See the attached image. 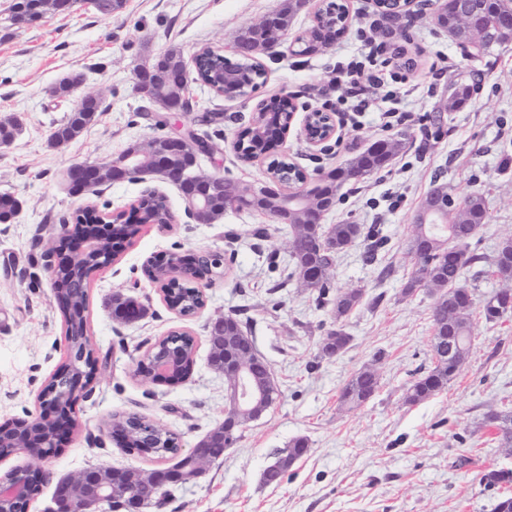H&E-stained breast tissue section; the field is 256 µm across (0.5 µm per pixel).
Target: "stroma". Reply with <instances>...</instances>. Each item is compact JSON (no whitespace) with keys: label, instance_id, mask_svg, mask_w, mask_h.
<instances>
[{"label":"stroma","instance_id":"35a3bbf8","mask_svg":"<svg viewBox=\"0 0 512 512\" xmlns=\"http://www.w3.org/2000/svg\"><path fill=\"white\" fill-rule=\"evenodd\" d=\"M284 0H126L122 12L102 19L88 0L70 13L45 15L13 26L6 18L14 0H0V120L19 118L22 130L0 148V193L22 203L19 215L0 223V424L38 413V393L66 359L64 317L53 298L46 240L51 229L72 221L86 206L115 213L129 210L143 194H164L176 216L162 229L146 226L118 260L93 273L85 315L100 370L75 407L79 426L53 458L40 462L17 454L0 459V475L18 465H39L48 477L32 512H51L56 479L89 466L143 470L157 468L151 457L128 450L109 434L115 418L136 413L157 421L190 450L224 418V380L210 366L208 327L237 315L257 353L267 362L280 390L274 406L250 423L240 440L208 466L194 483L177 490L165 508L144 512H494L512 485L485 487L481 473L512 469V452L502 448L485 417L512 410V316L485 321L481 305L498 286L488 264L468 268L461 282L476 304L472 353L446 390L406 403L408 388L432 364V309L435 297L402 288L412 268L407 242L413 215L433 185H447L457 199L482 194L491 221L470 239V248L493 255L512 234V44L490 55L466 59L461 48L435 24V0H414L403 32L385 37V58L398 68L396 49L416 59L409 77L411 94L380 102L361 118L359 130L337 127L319 146L303 134L307 112L335 99L328 82L336 62L363 59L359 29L383 30L375 0H348L346 32L323 51L294 53V40L315 22L323 0H303L288 36L261 55L265 84L250 96L228 99L191 85L195 112H220L217 126H197L195 112L154 125L139 112L144 101L133 89V71L149 56L178 47L185 58L202 47L232 52L239 31L281 7ZM454 66L434 78L437 55ZM83 74V89L99 92L106 110L75 140L50 147L48 134L74 107L73 99L49 93L65 75ZM470 85L471 100L454 112L438 111L451 87ZM288 93L297 107L282 146L254 162L241 160L235 132L256 115L265 99ZM408 113L403 124L384 130L383 111ZM196 129L215 146L201 157L200 170L247 183L264 181L271 158H288L315 184L319 174L344 166L356 152L389 137L404 148L388 167L362 183L341 188L325 224L376 225L385 239L376 254L368 243L336 257L334 289L357 288L362 301L343 321L351 338L338 357L319 354L318 344L336 323L331 306L318 303L286 269L287 230L272 224L257 237L262 219L227 210L216 224L188 217L178 189L149 179L125 181L71 195L61 190L64 169L82 161L121 153L133 140L161 130ZM210 250L224 256V275L206 290V305L190 318L179 316L144 273L146 261L171 252ZM116 292L137 297L146 314L134 324L113 320L109 301ZM184 330L196 340L190 375L177 384L139 376L136 368L151 345L170 331ZM376 364L380 385L361 407L342 405L340 391L350 376ZM309 450L284 475L267 485L262 473L273 454L295 438Z\"/></svg>","mask_w":512,"mask_h":512}]
</instances>
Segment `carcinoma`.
Returning a JSON list of instances; mask_svg holds the SVG:
<instances>
[{
  "label": "carcinoma",
  "instance_id": "obj_1",
  "mask_svg": "<svg viewBox=\"0 0 512 512\" xmlns=\"http://www.w3.org/2000/svg\"><path fill=\"white\" fill-rule=\"evenodd\" d=\"M459 0H439L435 14L438 28L454 38L461 48L470 44L467 36L459 29ZM474 9L480 22L505 26L512 23V0H474ZM349 8L343 2L324 4L316 13L315 24L295 40L298 55H310L325 47L333 36L344 33L348 25ZM270 41L265 29L248 25L243 28L233 49V57L224 55L216 47H204L197 51L193 79L214 86L218 85L222 74L229 73L232 83L227 89L230 97H247L265 82V71L258 63V57L267 51L266 43ZM473 89L461 85L453 88L448 95L446 109L452 111L465 104L472 96ZM105 99L81 110L73 109L66 119L53 127L49 140L56 144L76 138L85 127L104 111ZM267 119L257 118L237 132V143L244 156H260L266 151V141L258 134V124L265 121L269 125L281 126L288 121V101L284 98L267 108ZM404 143L400 139L383 140L380 147H368L355 154L347 163L336 169L320 174L318 184L305 193L289 191L288 181L292 174L288 163L274 159L269 168L273 175L284 185L286 192L272 200L254 203L262 217L277 224L283 208H288V247L287 252L292 261L294 272L301 280L302 286L318 293L323 299L329 294L335 256L345 251L363 235L359 224H333L328 229L314 223L312 197L324 196L336 202L339 189L350 182H358L386 168L390 161L401 151ZM245 190L239 181L224 178V193L211 200L214 221L224 218V200L233 194ZM19 206L16 197L0 194V221L12 217ZM140 213L143 224H170L173 214L168 200L164 196L142 197L134 205ZM490 215L483 197L471 194L451 209L432 212L425 224L412 225L408 241V254L413 260L412 270L403 286L406 296L419 288H425L436 296L433 307V328L437 329L448 320V316L459 312L458 338L465 346H470L474 336L471 319L474 306L473 292L459 285L463 271L471 266L489 261L491 272L496 275L501 287L484 299L482 305L486 321L496 322L512 314V272L506 271V263L512 262V235L504 238L492 258L468 249V240L475 235V229L489 223ZM182 263L181 256L168 257L165 262L152 267V277L165 281L175 264ZM98 264L97 258L89 256L80 267L61 271L63 279H71L80 288L74 305L86 308L88 297V279L93 268ZM175 297L180 301L182 312L188 316L195 314L202 305L201 296L187 281L173 282L170 286ZM362 292L358 289L339 290L332 300L336 318V328L330 330L319 343V350L329 348L342 353L350 342V336L343 328V319L359 306ZM65 335L72 337L76 351L86 347L83 336L87 335V322L84 315L64 316ZM195 339L185 331H172L158 339L148 354V362L167 356L175 363V373L188 375L194 364ZM463 364H452L448 358L433 347L431 368L423 372L409 387L407 402L419 403L448 387V382L455 377ZM379 388V374L372 366H365L353 373L341 389L342 403L356 408L369 402ZM144 417L130 414L126 418L129 431V448L142 452L147 446L148 456L153 459H168L181 454L180 440L177 434L169 430H160L155 435L146 434L141 429ZM486 421L497 431V437L505 448H512V410L493 411L486 416ZM309 450L304 438L293 439L287 448L281 450L280 470L263 478L267 485H277L288 471V461L305 455ZM487 487H496L512 483V470L491 469L482 477Z\"/></svg>",
  "mask_w": 512,
  "mask_h": 512
}]
</instances>
